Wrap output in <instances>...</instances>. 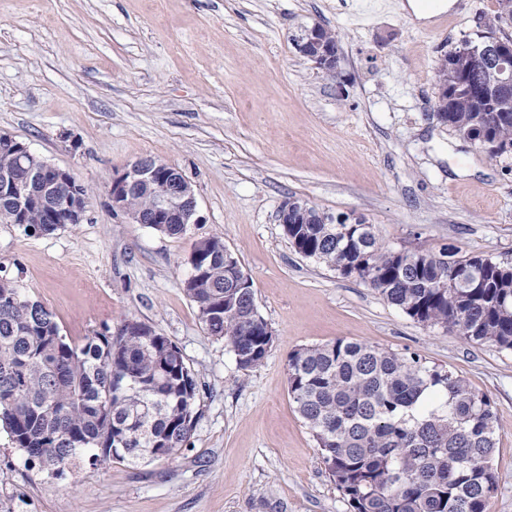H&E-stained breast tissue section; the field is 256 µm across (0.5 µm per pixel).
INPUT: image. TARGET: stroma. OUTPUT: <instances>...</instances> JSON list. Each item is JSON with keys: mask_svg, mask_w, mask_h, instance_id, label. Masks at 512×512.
Wrapping results in <instances>:
<instances>
[{"mask_svg": "<svg viewBox=\"0 0 512 512\" xmlns=\"http://www.w3.org/2000/svg\"><path fill=\"white\" fill-rule=\"evenodd\" d=\"M399 0H0V133L92 190L83 223L0 224V268L84 344L135 319L197 372L198 420L165 460L55 477L0 428V512H350L288 393V355L358 341L422 356L495 403L487 512H512V351L424 327L360 280L297 253L279 222L302 198L373 224L396 250L454 246L512 262V153L493 158L431 116L435 71L484 32L497 0H458L447 27ZM341 36L337 76L294 40ZM150 157L193 183L204 221L169 237L113 212L114 173ZM219 235L274 333L239 369L183 290L197 239Z\"/></svg>", "mask_w": 512, "mask_h": 512, "instance_id": "stroma-1", "label": "stroma"}]
</instances>
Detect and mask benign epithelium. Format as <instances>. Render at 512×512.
I'll use <instances>...</instances> for the list:
<instances>
[{"label":"benign epithelium","instance_id":"benign-epithelium-1","mask_svg":"<svg viewBox=\"0 0 512 512\" xmlns=\"http://www.w3.org/2000/svg\"><path fill=\"white\" fill-rule=\"evenodd\" d=\"M319 26L306 30L298 41L299 49L312 44L307 54L317 69L327 75L337 73L336 46L318 38ZM512 54V42L496 39L486 45L482 57L493 69L496 84L512 90V67L505 63ZM458 98L448 87L437 86L435 112L432 117L443 126L448 125V113L455 111ZM0 156L12 161L13 167L0 169V206L11 211V224L30 223L31 213L39 210L46 224H80L87 215L89 199L83 184L67 170L55 166L37 155L23 142L9 134L0 133ZM23 167L28 172L24 182L15 178L13 169ZM146 189L153 196L150 211L131 209L128 200L136 192ZM112 211L127 215L134 224H202L192 183L173 165L151 158L133 163L126 171L112 176L110 189ZM281 224L308 223L305 206L284 205L280 210Z\"/></svg>","mask_w":512,"mask_h":512}]
</instances>
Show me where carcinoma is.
I'll use <instances>...</instances> for the list:
<instances>
[{"mask_svg": "<svg viewBox=\"0 0 512 512\" xmlns=\"http://www.w3.org/2000/svg\"><path fill=\"white\" fill-rule=\"evenodd\" d=\"M512 23L498 0L487 34L448 53L435 74L461 80L453 132L482 131L512 142V95L490 84L480 48ZM311 222L287 224L294 250L354 277L417 323L476 344L512 351V264L462 255L396 251L372 224H334L309 207ZM201 274L185 288L207 332L249 371L273 343L254 311L251 288H236L239 270L224 263L214 235L193 248ZM288 390L351 512H486L497 487L492 467L499 428L490 398L451 370L417 353L337 340L288 355ZM197 379L179 347L129 320L76 345L60 334L52 311L18 281L0 277V425L30 464L62 477L84 463L136 465L149 453L168 458L188 446L197 411Z\"/></svg>", "mask_w": 512, "mask_h": 512, "instance_id": "obj_1", "label": "carcinoma"}]
</instances>
